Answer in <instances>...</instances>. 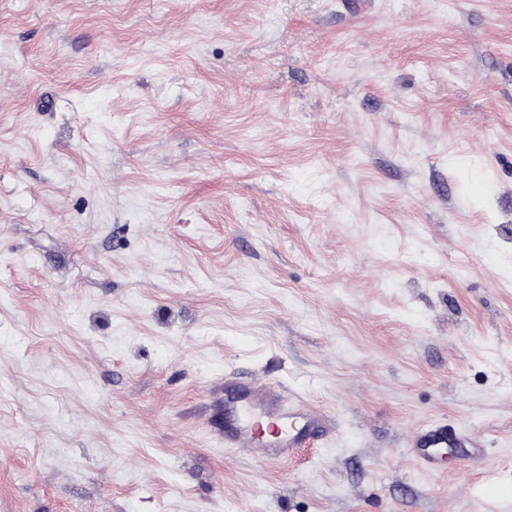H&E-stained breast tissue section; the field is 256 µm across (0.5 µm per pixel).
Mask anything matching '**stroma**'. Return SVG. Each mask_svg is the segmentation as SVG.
Masks as SVG:
<instances>
[{
	"label": "stroma",
	"instance_id": "35a3bbf8",
	"mask_svg": "<svg viewBox=\"0 0 512 512\" xmlns=\"http://www.w3.org/2000/svg\"><path fill=\"white\" fill-rule=\"evenodd\" d=\"M247 370L335 431L224 449ZM445 419L483 467L420 469ZM512 512V0H0V512ZM408 447L424 470L437 471L443 466L448 447V423L433 422L411 432Z\"/></svg>",
	"mask_w": 512,
	"mask_h": 512
}]
</instances>
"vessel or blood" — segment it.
Masks as SVG:
<instances>
[{"label": "vessel or blood", "instance_id": "obj_1", "mask_svg": "<svg viewBox=\"0 0 512 512\" xmlns=\"http://www.w3.org/2000/svg\"><path fill=\"white\" fill-rule=\"evenodd\" d=\"M211 405L223 396L239 402V417L224 424L209 423L210 435L232 450L247 449L252 458L264 463L285 462L310 441L329 435L327 416L309 407L281 383L259 377L226 375L207 386ZM449 444L448 425L433 422L413 432L408 446L417 463L430 472L440 469Z\"/></svg>", "mask_w": 512, "mask_h": 512}]
</instances>
